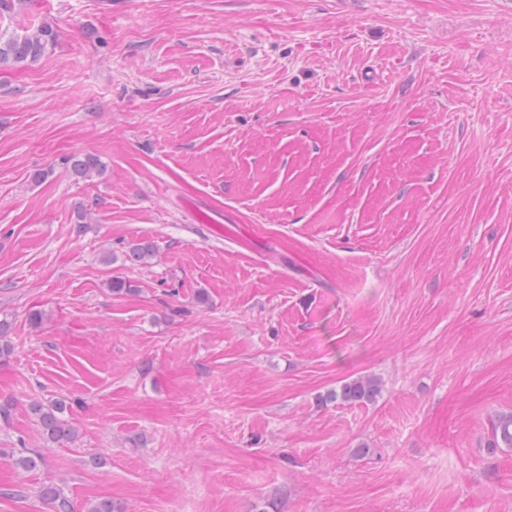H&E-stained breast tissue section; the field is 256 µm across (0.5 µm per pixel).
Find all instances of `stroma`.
I'll return each mask as SVG.
<instances>
[{
    "instance_id": "obj_1",
    "label": "stroma",
    "mask_w": 512,
    "mask_h": 512,
    "mask_svg": "<svg viewBox=\"0 0 512 512\" xmlns=\"http://www.w3.org/2000/svg\"><path fill=\"white\" fill-rule=\"evenodd\" d=\"M37 26L0 71V512H512V0H0ZM57 33L49 27L39 26L23 34L0 37V68L35 62L55 44ZM105 170V164L102 160L93 154H80L72 156L70 159L69 171L82 178H92L101 175ZM157 256L154 243L148 239H141L131 244L125 252V262L133 266H148ZM382 382L371 376H361L342 384L338 389L330 391L324 402L335 401L340 403H367L373 402L382 393ZM66 404L62 400L35 402L30 406L44 445L50 446L73 441L78 437L77 428L63 414ZM487 448L491 454L512 449V411L498 413L490 419ZM41 499L51 507V512H74V505L58 484L48 483L41 487Z\"/></svg>"
}]
</instances>
